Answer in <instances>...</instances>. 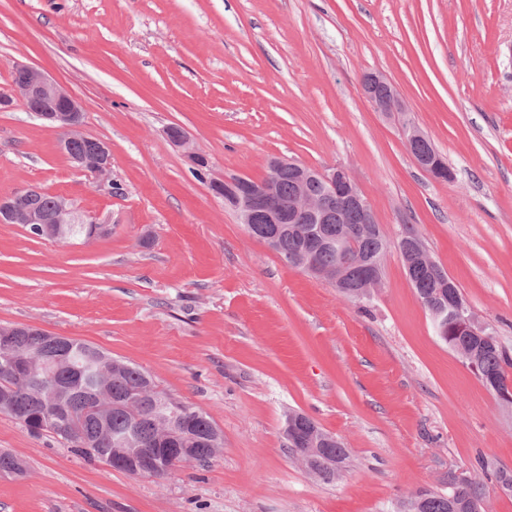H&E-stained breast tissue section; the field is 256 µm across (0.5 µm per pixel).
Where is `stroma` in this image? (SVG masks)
<instances>
[{
  "label": "stroma",
  "instance_id": "stroma-1",
  "mask_svg": "<svg viewBox=\"0 0 512 512\" xmlns=\"http://www.w3.org/2000/svg\"><path fill=\"white\" fill-rule=\"evenodd\" d=\"M82 99L112 186L76 172L59 133L0 110V197L29 185L109 223L52 241L0 223V324H32L130 361L224 434L206 465L130 475L0 412V512H408L419 489L480 476L512 512L503 406L435 334L402 259L351 301L248 236L209 183L262 180L270 158L347 167L390 240L413 225L475 321L512 353V0H0L11 65ZM393 84L454 178L433 180L361 90ZM210 160L199 179L166 140ZM350 453L325 484L292 456L289 411ZM166 137L169 143L175 149L180 150L184 157L196 167L195 169L204 170L205 168H209L208 159L191 147L190 139L183 130L179 129L173 131L167 129Z\"/></svg>",
  "mask_w": 512,
  "mask_h": 512
}]
</instances>
